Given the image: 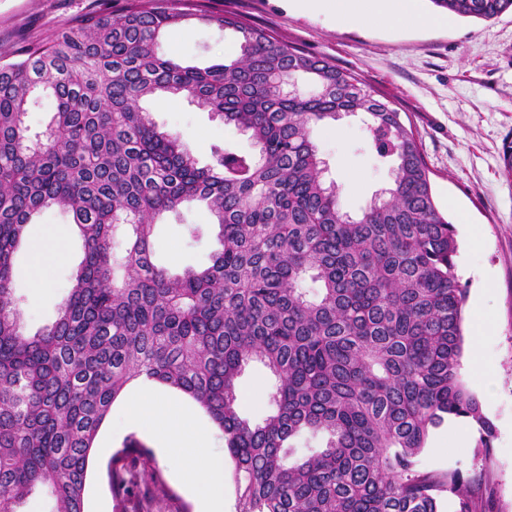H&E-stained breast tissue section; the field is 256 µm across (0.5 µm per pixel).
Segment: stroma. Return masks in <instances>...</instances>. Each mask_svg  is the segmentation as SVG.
I'll return each instance as SVG.
<instances>
[{
	"label": "stroma",
	"mask_w": 512,
	"mask_h": 512,
	"mask_svg": "<svg viewBox=\"0 0 512 512\" xmlns=\"http://www.w3.org/2000/svg\"><path fill=\"white\" fill-rule=\"evenodd\" d=\"M128 0H0V57L9 56L49 30L72 26L87 13L121 12ZM215 14L259 27L353 74L374 98L398 110L419 145L438 210L454 225L457 275L467 290L462 331L471 338L479 315H487L481 357L474 367L461 359L460 376L480 400L494 425L488 454L475 447L477 433L455 420L431 432L418 457L425 471L461 472L472 493H493L498 512H512V184L501 174L502 147L512 140V12L489 20L451 17L447 26L397 23L355 24L327 15H307L286 0H207ZM163 50L177 62L200 67L240 53L236 32L213 23L167 29ZM141 106L156 125L188 144L199 165L212 163L213 146L253 151L249 137L184 98L145 99ZM312 139L326 182L339 188V202L360 212L389 187L394 162L380 160L369 145L363 114L333 127H313ZM207 212L187 204L157 221L156 259L163 266L209 264L215 233L193 241L190 224L208 223ZM29 239L64 238L68 255H47L50 282L36 289L29 249L15 256L13 288L20 323L32 335L51 325L66 300L71 274L82 259V242L72 217L52 206L28 227ZM272 375L258 363L240 379L241 413L256 420L266 411L264 392ZM142 388L126 387L102 424L91 452L84 491L85 512H147L151 490L140 489L117 504L108 482L113 454L127 439L150 450L158 444L136 425L126 409Z\"/></svg>",
	"instance_id": "1"
}]
</instances>
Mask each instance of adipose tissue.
Wrapping results in <instances>:
<instances>
[{"instance_id":"obj_1","label":"adipose tissue","mask_w":512,"mask_h":512,"mask_svg":"<svg viewBox=\"0 0 512 512\" xmlns=\"http://www.w3.org/2000/svg\"><path fill=\"white\" fill-rule=\"evenodd\" d=\"M314 11L325 12L364 23L414 17L412 0H303ZM133 419L150 425L165 451L174 452L179 466L176 477L189 487L204 504H211L214 488L211 481L217 461L209 453L204 433L188 435L192 419L175 396L148 391L136 397L128 406Z\"/></svg>"}]
</instances>
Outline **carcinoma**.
Listing matches in <instances>:
<instances>
[{
    "label": "carcinoma",
    "mask_w": 512,
    "mask_h": 512,
    "mask_svg": "<svg viewBox=\"0 0 512 512\" xmlns=\"http://www.w3.org/2000/svg\"><path fill=\"white\" fill-rule=\"evenodd\" d=\"M491 20L512 0H430ZM193 20L232 27L241 56L183 66L163 31ZM306 74L312 94L280 96L270 78ZM56 101L43 138L24 125L28 97ZM181 95L247 134L258 153L190 147L160 130L140 101ZM363 113L372 148L396 163L384 199L348 219L325 184L313 125ZM205 205L219 247L203 267L153 261L157 219ZM70 213L83 258L55 322L21 331L17 250L45 208ZM454 227L437 209L428 168L400 113L348 72L195 0H129L0 60V512L40 493L51 512H84L89 458L113 403L135 380L194 400L223 432L236 512H494L458 471L417 469L430 433L468 420L488 451L494 426L459 377L466 289ZM319 284L310 297L298 284ZM259 362L274 376L267 412L241 415L239 379ZM324 447L289 460V441ZM112 493L173 494L148 449L112 456Z\"/></svg>",
    "instance_id": "carcinoma-1"
}]
</instances>
